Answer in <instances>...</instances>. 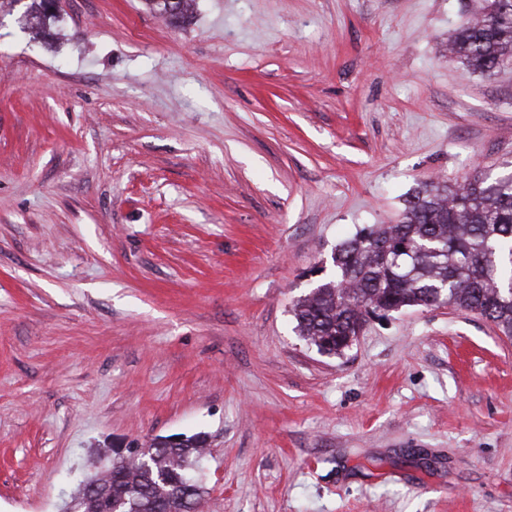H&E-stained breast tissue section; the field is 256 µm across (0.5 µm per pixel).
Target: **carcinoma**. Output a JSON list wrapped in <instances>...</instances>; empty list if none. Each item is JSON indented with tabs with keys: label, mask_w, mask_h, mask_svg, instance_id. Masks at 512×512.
I'll return each mask as SVG.
<instances>
[{
	"label": "carcinoma",
	"mask_w": 512,
	"mask_h": 512,
	"mask_svg": "<svg viewBox=\"0 0 512 512\" xmlns=\"http://www.w3.org/2000/svg\"><path fill=\"white\" fill-rule=\"evenodd\" d=\"M451 50L492 75L512 60V0H487ZM334 273L292 308L298 335L339 354L367 310L446 304L512 337V172L460 185L425 184L393 224L361 228L331 254ZM207 438L153 440L87 478L67 512H198L207 489L191 474Z\"/></svg>",
	"instance_id": "1"
}]
</instances>
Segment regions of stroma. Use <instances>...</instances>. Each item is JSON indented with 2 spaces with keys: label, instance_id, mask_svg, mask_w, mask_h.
Masks as SVG:
<instances>
[{
  "label": "stroma",
  "instance_id": "35a3bbf8",
  "mask_svg": "<svg viewBox=\"0 0 512 512\" xmlns=\"http://www.w3.org/2000/svg\"><path fill=\"white\" fill-rule=\"evenodd\" d=\"M484 0H0V512L209 437L200 512H512V338L449 306L327 356L291 309L415 188L512 162ZM481 19L460 29L451 50L461 63L492 75L512 58V0H489Z\"/></svg>",
  "mask_w": 512,
  "mask_h": 512
}]
</instances>
